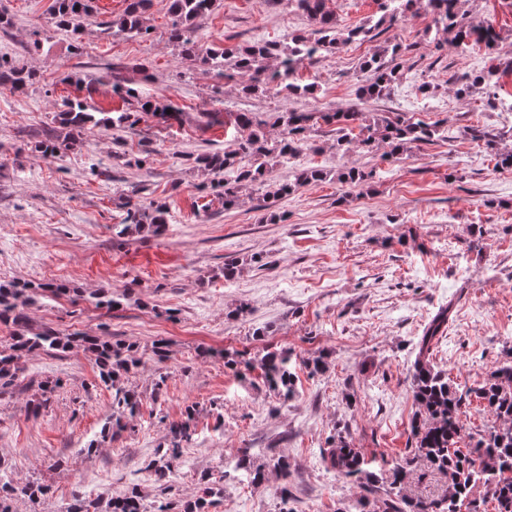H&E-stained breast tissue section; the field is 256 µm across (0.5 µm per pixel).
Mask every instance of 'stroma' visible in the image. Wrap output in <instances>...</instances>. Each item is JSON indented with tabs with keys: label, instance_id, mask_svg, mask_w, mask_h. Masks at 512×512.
<instances>
[{
	"label": "stroma",
	"instance_id": "1",
	"mask_svg": "<svg viewBox=\"0 0 512 512\" xmlns=\"http://www.w3.org/2000/svg\"><path fill=\"white\" fill-rule=\"evenodd\" d=\"M460 2L501 31L499 58L512 61V0ZM52 3L0 0L11 20L0 28V56L36 73L25 88L0 86V283H65L70 295L41 296L30 307L31 327L135 343L139 368L129 384L162 419L89 449L112 416V392L99 381L93 356L79 347L26 355L24 373L0 395V470L50 492L34 502L18 499L14 512H67L75 491L107 497L131 486L145 505L177 503L197 497L204 474L215 489L210 512H350L363 490L327 468L322 450L342 432L379 463L404 452L416 411L408 368L418 336L440 309L448 311V328L433 359L460 391L512 360V168L495 164L497 153L512 150V75L501 79L496 99L478 87L457 97V75L482 70L488 52L481 44L456 48L421 12L388 32L409 48L389 97L360 96V65L375 48L360 41L299 64L297 76L312 94L248 96L169 43L170 0H152L147 36L107 37L92 23L77 42L51 27ZM309 29L287 0H220L197 19L195 37L207 49L283 41ZM117 82L171 105L181 120L95 127L56 156L35 152L64 98L93 112L122 111L112 92ZM424 83L426 96L418 91ZM286 107L444 119L448 135L391 157L355 142L337 151L335 133L324 126L310 133L315 150L272 173L276 181L303 167L328 173L276 200L282 222L268 221L259 186L224 209L210 176L190 158L233 150L238 132L203 126L201 113ZM475 129L490 132V141L472 138ZM118 153L147 162L117 167ZM343 167L374 177L346 186L335 178ZM135 189L141 204H167L163 235H116L123 201ZM230 258L244 266L228 281L222 269ZM104 289L127 291L122 309L108 315L95 307L90 296ZM161 338L170 350L163 364L152 352ZM267 349L298 359L290 400L259 372L238 375L224 365ZM322 354L327 371L310 374L306 361ZM162 371L167 392L155 402ZM56 378L61 388L31 414L40 382ZM191 404L198 443L157 480L145 467L165 446L168 421ZM246 448L259 463L287 459L288 479L273 472L262 488L248 484L231 465ZM284 483L292 491L285 503Z\"/></svg>",
	"mask_w": 512,
	"mask_h": 512
}]
</instances>
